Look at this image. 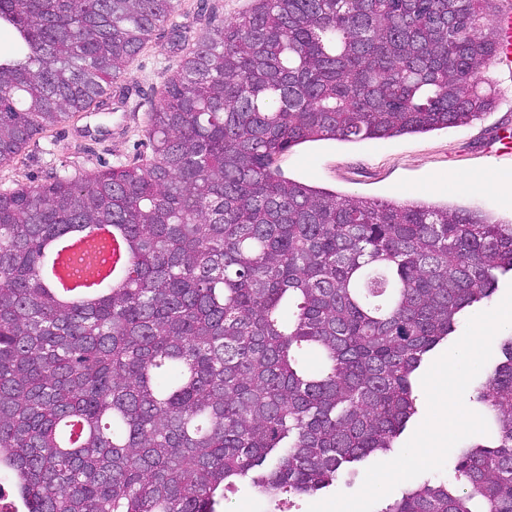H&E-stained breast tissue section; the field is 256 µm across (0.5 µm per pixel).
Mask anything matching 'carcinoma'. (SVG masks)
Returning <instances> with one entry per match:
<instances>
[{"instance_id": "carcinoma-1", "label": "carcinoma", "mask_w": 512, "mask_h": 512, "mask_svg": "<svg viewBox=\"0 0 512 512\" xmlns=\"http://www.w3.org/2000/svg\"><path fill=\"white\" fill-rule=\"evenodd\" d=\"M496 0H255L186 48L146 113L151 155L0 193V473L26 512L271 505L387 454L415 375L512 274V224L470 208L338 196L279 155L464 126L494 109ZM175 0H0V167L106 106ZM122 281L62 299L43 246L87 225ZM488 433L456 483L378 512H512V333L479 372ZM227 499L224 501L226 512H264L266 504L255 497L248 489L238 488L234 492H226Z\"/></svg>"}]
</instances>
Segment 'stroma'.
<instances>
[{
  "instance_id": "obj_1",
  "label": "stroma",
  "mask_w": 512,
  "mask_h": 512,
  "mask_svg": "<svg viewBox=\"0 0 512 512\" xmlns=\"http://www.w3.org/2000/svg\"><path fill=\"white\" fill-rule=\"evenodd\" d=\"M253 0H179L168 23L159 27L144 50L112 86L105 111L83 112L37 136L10 167L0 168V193L45 183L51 173L81 177L93 171L147 156L148 136L143 112L160 100L166 80L180 61L172 49L174 36L188 42L204 29L196 18L215 12L216 23L240 17ZM512 125V101H500L481 119L462 127L358 142L320 140L296 146L276 160L283 177L336 192L376 200H422L451 208H482L497 222H512V197L493 189L496 177L512 175V157L496 155L492 138ZM485 174L483 185H469L466 175ZM370 456L347 467L330 488L294 498L290 512H307L310 504L337 492L354 493L363 483Z\"/></svg>"
}]
</instances>
